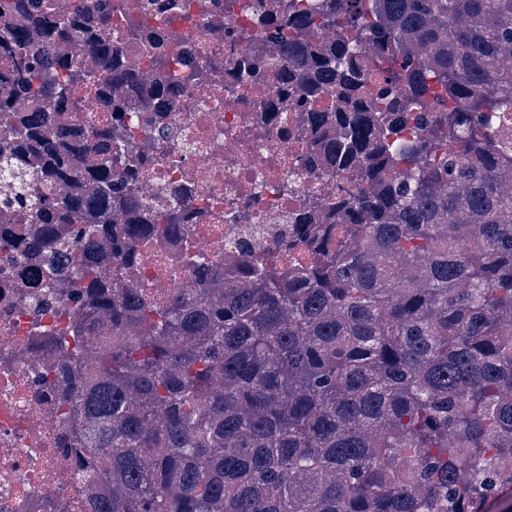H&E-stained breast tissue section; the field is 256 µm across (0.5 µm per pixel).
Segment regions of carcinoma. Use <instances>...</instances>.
Segmentation results:
<instances>
[{
  "mask_svg": "<svg viewBox=\"0 0 512 512\" xmlns=\"http://www.w3.org/2000/svg\"><path fill=\"white\" fill-rule=\"evenodd\" d=\"M112 0L68 14L0 0V199L19 204L0 252L68 317L32 342L58 359L54 388L75 418L69 482L92 512H512V0H282L253 22L269 49L229 31L234 87L274 81L310 128L301 167L355 184L288 213V263H211L179 194H139L144 125L163 131L186 68L150 35L144 120L114 89L139 77ZM316 28L335 31L320 47ZM80 42L100 69L54 52ZM207 98L221 57L204 52ZM91 96L92 139L52 114ZM351 106L338 111L330 98ZM95 145L89 194L80 179ZM179 243L194 286L164 299L110 270L139 258L155 225ZM76 248L77 281L63 262Z\"/></svg>",
  "mask_w": 512,
  "mask_h": 512,
  "instance_id": "1",
  "label": "carcinoma"
}]
</instances>
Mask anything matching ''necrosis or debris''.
<instances>
[{
  "instance_id": "necrosis-or-debris-1",
  "label": "necrosis or debris",
  "mask_w": 512,
  "mask_h": 512,
  "mask_svg": "<svg viewBox=\"0 0 512 512\" xmlns=\"http://www.w3.org/2000/svg\"><path fill=\"white\" fill-rule=\"evenodd\" d=\"M114 0L110 35L125 34L131 26L162 28L170 36L171 54L190 60L201 48L222 54L225 66L234 59L226 51L229 28L249 34V47L259 50L264 41L256 32L252 16L241 9H229L230 0H178L179 10L150 9L131 13ZM273 90L257 94L246 90L225 94L223 102L191 97L175 107L169 127L196 143L195 150L177 156L170 150V138L145 139L134 132L129 143L134 151H147L154 160L155 181L143 184L141 192L156 195L159 186L191 188L200 171H207V197L194 201L202 218L194 224L195 235L207 244L211 260L223 264L241 258L236 248L244 229L254 228L255 250L273 249L275 236L286 227V212L297 206L298 197L317 192L336 195V180L315 179L306 173L289 176L287 168L267 166V158H292L307 130L283 128L273 120ZM295 180L298 196H285L282 182ZM193 272L177 257L173 239L158 237L145 250L135 267L123 274V281L135 288L166 294L189 286ZM33 290L28 271L0 259V357L14 356L9 369L0 368V512H35L30 499L45 487H60L64 499L58 512H88L82 491L64 486L62 474L71 466L64 446L69 427L57 412V402L48 385L55 374L56 360L49 354L28 357L31 348L32 314L25 297Z\"/></svg>"
}]
</instances>
